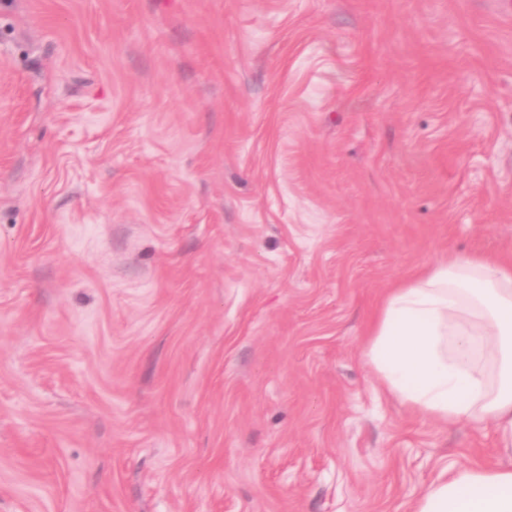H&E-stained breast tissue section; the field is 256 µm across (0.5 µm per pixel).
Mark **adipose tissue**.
I'll return each mask as SVG.
<instances>
[{"instance_id": "obj_1", "label": "adipose tissue", "mask_w": 512, "mask_h": 512, "mask_svg": "<svg viewBox=\"0 0 512 512\" xmlns=\"http://www.w3.org/2000/svg\"><path fill=\"white\" fill-rule=\"evenodd\" d=\"M363 355L385 392L453 426L491 424L512 459V259L449 254L392 288ZM412 512H512V462L445 468Z\"/></svg>"}]
</instances>
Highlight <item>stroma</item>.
<instances>
[{
  "instance_id": "stroma-1",
  "label": "stroma",
  "mask_w": 512,
  "mask_h": 512,
  "mask_svg": "<svg viewBox=\"0 0 512 512\" xmlns=\"http://www.w3.org/2000/svg\"><path fill=\"white\" fill-rule=\"evenodd\" d=\"M452 250L512 254V0H0V512H409L508 464L362 356Z\"/></svg>"
}]
</instances>
